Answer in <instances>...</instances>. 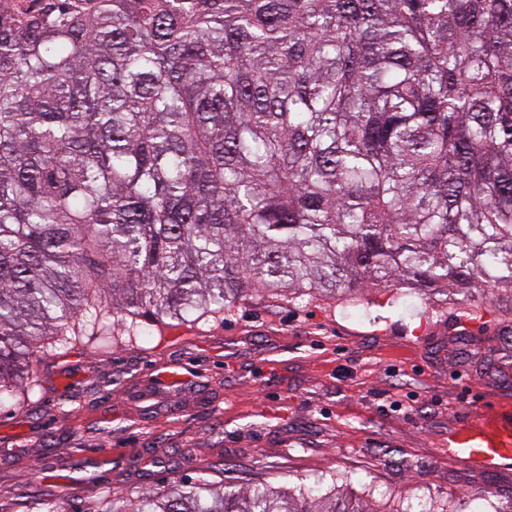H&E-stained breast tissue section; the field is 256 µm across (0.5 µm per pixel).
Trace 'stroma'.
Listing matches in <instances>:
<instances>
[{"label": "stroma", "instance_id": "obj_1", "mask_svg": "<svg viewBox=\"0 0 512 512\" xmlns=\"http://www.w3.org/2000/svg\"><path fill=\"white\" fill-rule=\"evenodd\" d=\"M355 313L256 293L201 328L50 350L27 406L0 408V512L69 494L121 512L172 479L348 488L381 512L512 500V465L448 451L479 403L512 402V313L382 288Z\"/></svg>", "mask_w": 512, "mask_h": 512}]
</instances>
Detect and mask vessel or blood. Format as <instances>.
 <instances>
[{"mask_svg": "<svg viewBox=\"0 0 512 512\" xmlns=\"http://www.w3.org/2000/svg\"><path fill=\"white\" fill-rule=\"evenodd\" d=\"M451 452L465 462L481 463L494 470L512 461V418L482 406L474 424L464 426L449 441Z\"/></svg>", "mask_w": 512, "mask_h": 512, "instance_id": "1", "label": "vessel or blood"}]
</instances>
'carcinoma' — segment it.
Wrapping results in <instances>:
<instances>
[{"label":"carcinoma","mask_w":512,"mask_h":512,"mask_svg":"<svg viewBox=\"0 0 512 512\" xmlns=\"http://www.w3.org/2000/svg\"><path fill=\"white\" fill-rule=\"evenodd\" d=\"M512 310V0H91L0 16V404L47 336L255 291ZM29 512H94L63 495ZM122 512H380L171 482Z\"/></svg>","instance_id":"carcinoma-1"}]
</instances>
